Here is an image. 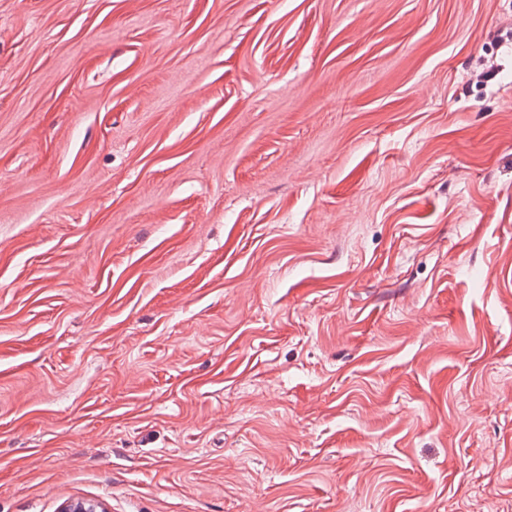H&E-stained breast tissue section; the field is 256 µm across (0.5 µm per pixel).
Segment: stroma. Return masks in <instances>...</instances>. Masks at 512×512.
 <instances>
[{
  "instance_id": "35a3bbf8",
  "label": "stroma",
  "mask_w": 512,
  "mask_h": 512,
  "mask_svg": "<svg viewBox=\"0 0 512 512\" xmlns=\"http://www.w3.org/2000/svg\"><path fill=\"white\" fill-rule=\"evenodd\" d=\"M74 499L512 512V0H0V512Z\"/></svg>"
}]
</instances>
